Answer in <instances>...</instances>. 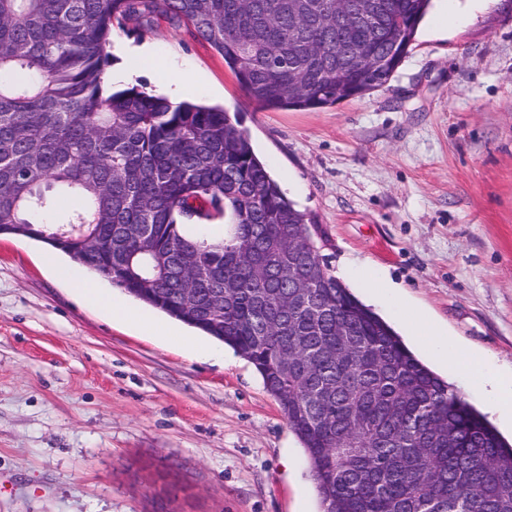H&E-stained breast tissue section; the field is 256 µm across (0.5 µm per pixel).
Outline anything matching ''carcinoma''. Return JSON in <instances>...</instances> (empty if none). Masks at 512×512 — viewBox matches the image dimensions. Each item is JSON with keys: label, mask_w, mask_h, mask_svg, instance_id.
Here are the masks:
<instances>
[{"label": "carcinoma", "mask_w": 512, "mask_h": 512, "mask_svg": "<svg viewBox=\"0 0 512 512\" xmlns=\"http://www.w3.org/2000/svg\"><path fill=\"white\" fill-rule=\"evenodd\" d=\"M288 2L0 0V234L46 242L252 363L321 512H512V443L330 272L325 232L239 121L137 86L104 93L114 25L164 17L261 106L334 105L390 79L431 0H374L370 20ZM63 199L60 222L35 221ZM215 216L222 236L190 235Z\"/></svg>", "instance_id": "cac0c4a2"}]
</instances>
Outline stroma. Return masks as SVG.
<instances>
[{
  "label": "stroma",
  "mask_w": 512,
  "mask_h": 512,
  "mask_svg": "<svg viewBox=\"0 0 512 512\" xmlns=\"http://www.w3.org/2000/svg\"><path fill=\"white\" fill-rule=\"evenodd\" d=\"M149 71L117 55L106 90L190 72L186 99L237 114L285 196L322 225L331 272L400 335L419 311L479 369L418 355L504 435L486 380L512 369V0H432L383 86L313 110L244 93L223 57L159 20ZM0 237V512H320L304 451L254 366L192 356L162 313L140 330L92 308ZM390 281L378 291L374 282Z\"/></svg>",
  "instance_id": "35a3bbf8"
}]
</instances>
